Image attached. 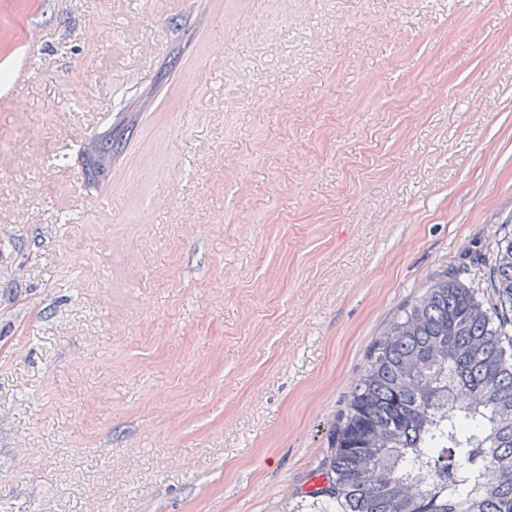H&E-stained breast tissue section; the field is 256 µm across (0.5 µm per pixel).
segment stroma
Wrapping results in <instances>:
<instances>
[{
  "instance_id": "stroma-1",
  "label": "stroma",
  "mask_w": 512,
  "mask_h": 512,
  "mask_svg": "<svg viewBox=\"0 0 512 512\" xmlns=\"http://www.w3.org/2000/svg\"><path fill=\"white\" fill-rule=\"evenodd\" d=\"M501 224L512 0H0V512H309ZM127 132L128 124H120L87 148L84 161L89 178L96 179L101 172L111 166L112 159L119 153Z\"/></svg>"
}]
</instances>
